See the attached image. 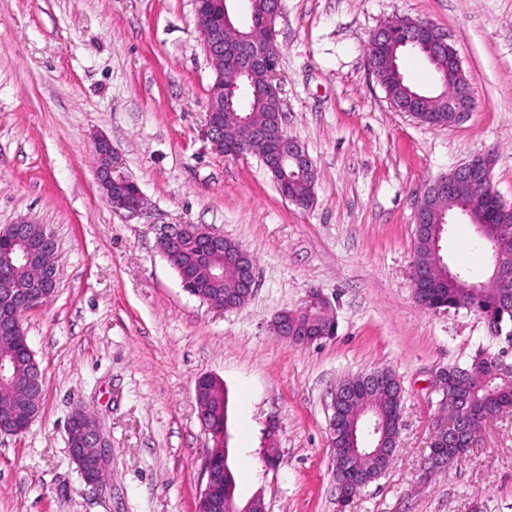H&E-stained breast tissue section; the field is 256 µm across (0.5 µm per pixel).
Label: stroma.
I'll list each match as a JSON object with an SVG mask.
<instances>
[{
  "label": "stroma",
  "instance_id": "35a3bbf8",
  "mask_svg": "<svg viewBox=\"0 0 512 512\" xmlns=\"http://www.w3.org/2000/svg\"><path fill=\"white\" fill-rule=\"evenodd\" d=\"M428 21L454 44L475 107L454 127L395 111L365 47L385 21ZM284 128L317 172L315 199L283 198L257 156L229 159L202 137L214 70L193 0H0V228L26 218L59 249V286L23 321L44 374L39 416L0 434V512H196L208 438L200 377L222 380L237 495L266 512H336L328 407L337 384L392 369L400 446L350 512H512V415L487 423L452 467L425 474L442 418L432 381L484 343L476 313L414 300V211L425 185L492 155L512 204V0H284L275 25ZM108 138L147 201L113 212L96 179ZM203 224L256 259L246 306L221 311L183 291L157 237ZM452 272L486 278L474 227L449 219ZM320 291L333 338L309 346L271 324ZM111 452L83 481L67 446L76 407ZM279 454L266 468L268 448Z\"/></svg>",
  "mask_w": 512,
  "mask_h": 512
}]
</instances>
